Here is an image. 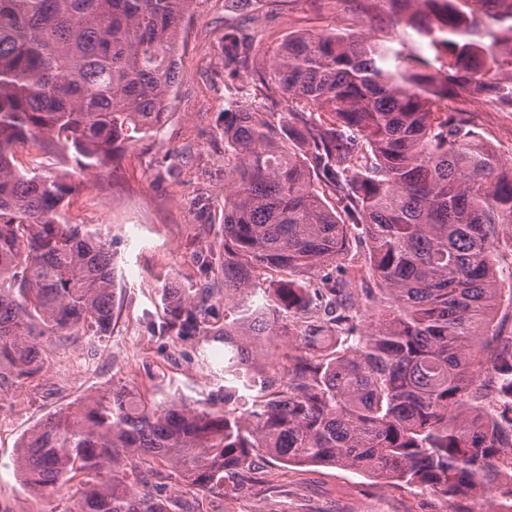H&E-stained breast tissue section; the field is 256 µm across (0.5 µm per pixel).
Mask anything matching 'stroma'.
<instances>
[{"mask_svg": "<svg viewBox=\"0 0 512 512\" xmlns=\"http://www.w3.org/2000/svg\"><path fill=\"white\" fill-rule=\"evenodd\" d=\"M402 43L426 57L417 34L394 23L388 0H192L178 42L179 78L168 117L154 135L134 142L112 165L92 172L73 155H53L54 170L79 185L69 209L79 224L102 229L117 287L108 336L51 340L32 378L0 391V501L12 512H64L83 484L29 495L13 466L19 439L60 408L121 384L159 400L224 405V316L215 300L212 327L199 335L167 332L170 295L197 287L205 266L224 264V194L235 160L224 145V115L252 111L257 100L280 113L291 102L267 95L266 71L288 34L326 30ZM249 52V73L224 68V40ZM495 97L451 96L442 110L470 116L493 144L512 139V114L494 111ZM260 480L228 482L208 494L211 512H452L447 499L396 482L333 466L284 465L254 459Z\"/></svg>", "mask_w": 512, "mask_h": 512, "instance_id": "35a3bbf8", "label": "stroma"}]
</instances>
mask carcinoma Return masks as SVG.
<instances>
[{"mask_svg":"<svg viewBox=\"0 0 512 512\" xmlns=\"http://www.w3.org/2000/svg\"><path fill=\"white\" fill-rule=\"evenodd\" d=\"M191 2L0 0V390L42 369L43 338L107 335L116 288L101 229L64 217L77 185L19 167L15 151L55 148L92 170L157 131ZM390 2L430 58L336 30L290 35L268 90L300 109L276 124L237 112L224 127L236 156L224 277L172 296L168 321L190 336L211 299L234 301L224 407L114 385L24 435L15 466L28 487L81 475L65 512H171L151 485L174 473L222 494L230 474L253 480L262 451L417 487L453 512L494 486L498 512H512V475L499 466L512 448V333L495 322L512 303L497 273L512 258V166L463 113L437 108L450 93L487 91L512 108V6ZM249 60L224 45L225 68ZM355 240L363 261L336 265ZM263 337L286 347L283 372L259 366ZM104 470L112 478L97 480ZM128 475L142 491H128Z\"/></svg>","mask_w":512,"mask_h":512,"instance_id":"obj_1","label":"carcinoma"}]
</instances>
